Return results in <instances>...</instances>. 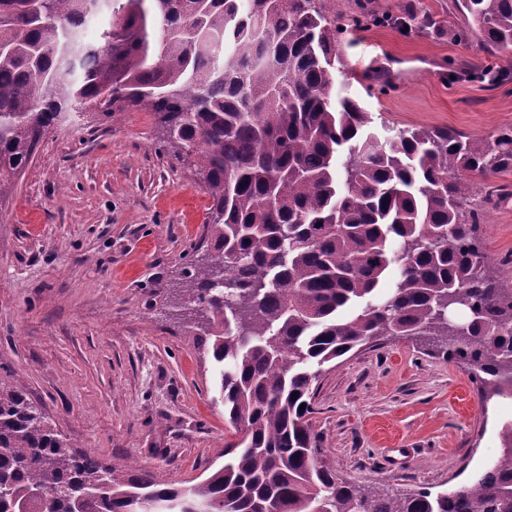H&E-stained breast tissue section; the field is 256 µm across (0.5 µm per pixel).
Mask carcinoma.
<instances>
[{"label":"carcinoma","mask_w":512,"mask_h":512,"mask_svg":"<svg viewBox=\"0 0 512 512\" xmlns=\"http://www.w3.org/2000/svg\"><path fill=\"white\" fill-rule=\"evenodd\" d=\"M451 7L457 39L512 57V0ZM106 8L101 41H85ZM342 33L317 0H0V197L48 130L115 78L122 96L103 116L152 112L174 157L194 158L212 206L182 293L237 436L206 479L162 486L73 449L0 385V512H512V421L472 484L436 495L354 488L320 462L311 366L379 336L434 339L470 367L483 405L512 398V288L479 236L512 199L492 181L512 172V127L380 138L371 113L333 95Z\"/></svg>","instance_id":"1"}]
</instances>
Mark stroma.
Segmentation results:
<instances>
[{"instance_id":"stroma-1","label":"stroma","mask_w":512,"mask_h":512,"mask_svg":"<svg viewBox=\"0 0 512 512\" xmlns=\"http://www.w3.org/2000/svg\"><path fill=\"white\" fill-rule=\"evenodd\" d=\"M342 14L333 92L371 112L379 135L406 126L485 138L512 126V78L493 86L462 67L486 60L460 42L448 0H370L380 26L358 27V0H318ZM432 25L407 30L409 13ZM398 57L401 87L363 85L353 69ZM152 113L73 114L52 127L0 198V383L102 464L191 486L224 463L234 429L218 366L175 306L210 197L164 149ZM480 235L490 269L512 284V202ZM310 419L322 462L352 484L404 497L469 484L496 455L512 398L482 407L462 365L410 338L384 337L323 365Z\"/></svg>"}]
</instances>
